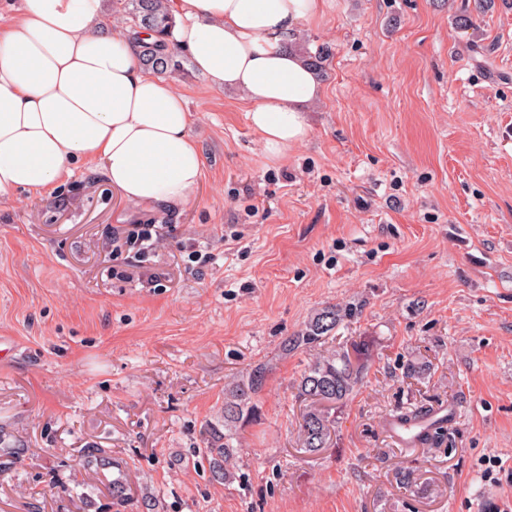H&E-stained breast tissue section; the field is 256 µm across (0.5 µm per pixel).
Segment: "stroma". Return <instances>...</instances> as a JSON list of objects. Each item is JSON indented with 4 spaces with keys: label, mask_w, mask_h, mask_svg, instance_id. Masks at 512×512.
I'll return each instance as SVG.
<instances>
[{
    "label": "stroma",
    "mask_w": 512,
    "mask_h": 512,
    "mask_svg": "<svg viewBox=\"0 0 512 512\" xmlns=\"http://www.w3.org/2000/svg\"><path fill=\"white\" fill-rule=\"evenodd\" d=\"M299 36L329 50L325 96L279 162L240 94L208 92L187 59L168 80L202 150L191 202L131 206L91 165L52 194L0 197V446L22 451L0 467V512L512 501V5L325 0ZM147 223L162 241L144 266L113 253L114 233ZM338 303L358 308L337 340L366 346L367 371L309 454L294 389L309 356L282 343ZM409 360L422 377L403 378ZM260 362L242 480L215 482L190 451L223 423L225 386ZM438 408L452 415L440 447L403 448L384 429Z\"/></svg>",
    "instance_id": "35a3bbf8"
}]
</instances>
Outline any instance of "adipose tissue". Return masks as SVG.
I'll use <instances>...</instances> for the list:
<instances>
[{"label": "adipose tissue", "instance_id": "ef3b65f1", "mask_svg": "<svg viewBox=\"0 0 512 512\" xmlns=\"http://www.w3.org/2000/svg\"><path fill=\"white\" fill-rule=\"evenodd\" d=\"M105 0H20L0 25V196L52 192L82 163L134 206L184 205L203 177L184 94L141 67ZM170 43L211 91L234 89L270 161L303 143L324 88L293 50L324 0H170Z\"/></svg>", "mask_w": 512, "mask_h": 512}]
</instances>
